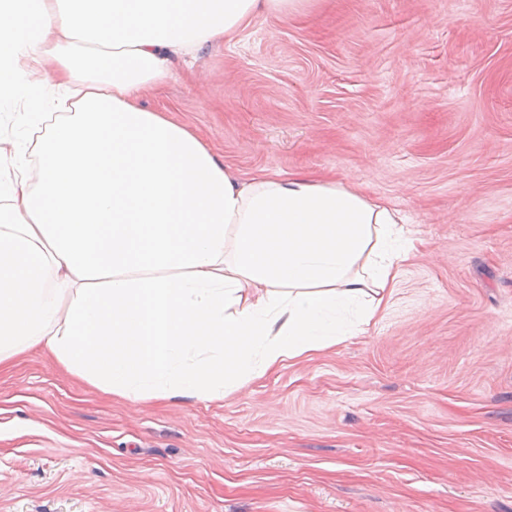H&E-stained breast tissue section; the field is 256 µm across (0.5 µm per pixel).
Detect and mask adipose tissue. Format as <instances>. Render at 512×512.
<instances>
[{"label": "adipose tissue", "mask_w": 512, "mask_h": 512, "mask_svg": "<svg viewBox=\"0 0 512 512\" xmlns=\"http://www.w3.org/2000/svg\"><path fill=\"white\" fill-rule=\"evenodd\" d=\"M303 0H0V366L44 348L138 404L220 400L370 322L413 248L354 184L231 173L143 108L173 59ZM52 72H44L45 59Z\"/></svg>", "instance_id": "ef3b65f1"}]
</instances>
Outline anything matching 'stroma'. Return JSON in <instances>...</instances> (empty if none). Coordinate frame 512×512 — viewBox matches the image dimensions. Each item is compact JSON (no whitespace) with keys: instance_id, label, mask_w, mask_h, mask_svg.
Here are the masks:
<instances>
[{"instance_id":"1","label":"stroma","mask_w":512,"mask_h":512,"mask_svg":"<svg viewBox=\"0 0 512 512\" xmlns=\"http://www.w3.org/2000/svg\"><path fill=\"white\" fill-rule=\"evenodd\" d=\"M141 105L235 175L363 185L415 249L380 318L224 399L0 371V512H512V0H309Z\"/></svg>"}]
</instances>
